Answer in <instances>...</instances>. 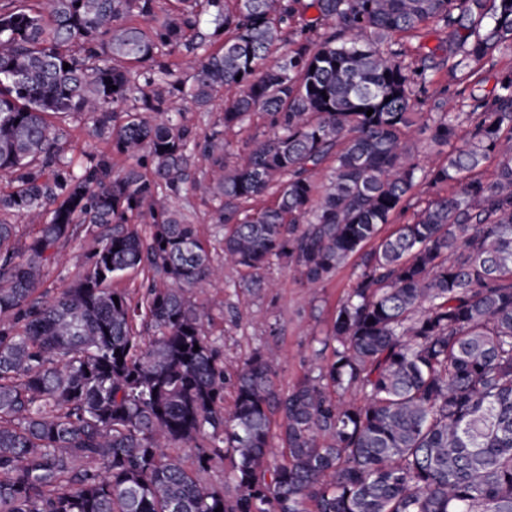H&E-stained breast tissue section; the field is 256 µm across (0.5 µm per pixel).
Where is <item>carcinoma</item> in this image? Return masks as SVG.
Instances as JSON below:
<instances>
[{"mask_svg":"<svg viewBox=\"0 0 512 512\" xmlns=\"http://www.w3.org/2000/svg\"><path fill=\"white\" fill-rule=\"evenodd\" d=\"M169 2L0 3V512H512V71L412 111L437 73L484 81L512 0H311L310 23L303 0ZM429 22L442 54L405 62ZM226 91L204 137L174 107ZM254 112L272 135L231 164L224 134ZM67 119L111 152L74 169ZM421 183L431 198L393 223ZM189 184L253 286L280 261L312 292L359 259L287 393L272 348L230 369L205 335L192 296L222 269L170 205ZM15 217L40 226L23 249ZM75 224L108 232L46 300L47 252ZM130 269L136 299L107 287Z\"/></svg>","mask_w":512,"mask_h":512,"instance_id":"obj_1","label":"carcinoma"}]
</instances>
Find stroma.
Returning <instances> with one entry per match:
<instances>
[{
	"label": "stroma",
	"instance_id": "1",
	"mask_svg": "<svg viewBox=\"0 0 512 512\" xmlns=\"http://www.w3.org/2000/svg\"><path fill=\"white\" fill-rule=\"evenodd\" d=\"M175 205L192 213L212 263L223 264L224 230L212 221L215 201L189 193L176 199ZM99 233V228L83 224L61 244L44 270L39 291L45 298H52L78 278ZM355 272V262H348L309 296L298 273L283 263L262 272L267 285L259 290L247 289L245 275L225 271L223 277L207 285V296L216 303L207 333L229 365L244 361L265 345L275 346L280 357L275 383L281 392H288L308 372L317 347L315 339L332 318Z\"/></svg>",
	"mask_w": 512,
	"mask_h": 512
}]
</instances>
